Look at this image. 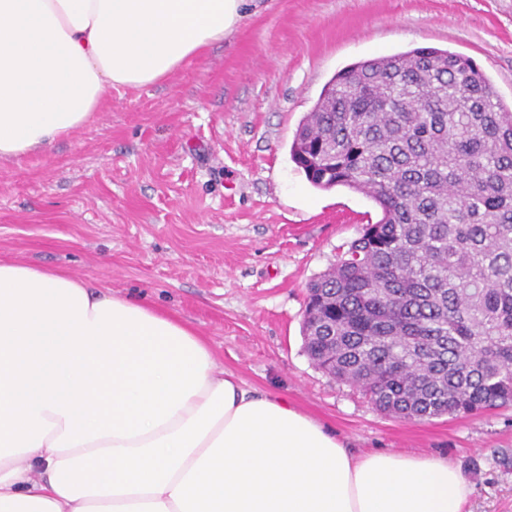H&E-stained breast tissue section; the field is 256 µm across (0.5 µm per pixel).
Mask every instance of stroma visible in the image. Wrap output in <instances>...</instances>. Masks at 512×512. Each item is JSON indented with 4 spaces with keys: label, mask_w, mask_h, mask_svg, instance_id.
<instances>
[{
    "label": "stroma",
    "mask_w": 512,
    "mask_h": 512,
    "mask_svg": "<svg viewBox=\"0 0 512 512\" xmlns=\"http://www.w3.org/2000/svg\"><path fill=\"white\" fill-rule=\"evenodd\" d=\"M420 46L471 57L512 105V0H248L223 43L159 84L107 91L83 129L0 162V259L144 297L354 454L448 459L473 488L466 512H512V407L394 418L304 349L308 283L381 211L311 185L295 132L339 70Z\"/></svg>",
    "instance_id": "35a3bbf8"
}]
</instances>
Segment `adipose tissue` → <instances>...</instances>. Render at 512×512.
<instances>
[{
    "label": "adipose tissue",
    "mask_w": 512,
    "mask_h": 512,
    "mask_svg": "<svg viewBox=\"0 0 512 512\" xmlns=\"http://www.w3.org/2000/svg\"><path fill=\"white\" fill-rule=\"evenodd\" d=\"M245 5L0 0V160L87 126L106 89L161 82ZM471 492L440 457L350 455L143 300L0 261V512H463Z\"/></svg>",
    "instance_id": "obj_1"
}]
</instances>
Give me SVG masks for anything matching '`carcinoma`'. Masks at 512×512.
Masks as SVG:
<instances>
[{"mask_svg":"<svg viewBox=\"0 0 512 512\" xmlns=\"http://www.w3.org/2000/svg\"><path fill=\"white\" fill-rule=\"evenodd\" d=\"M290 154L381 210L308 285L314 365L400 419L511 404L512 109L486 74L433 47L350 65Z\"/></svg>","mask_w":512,"mask_h":512,"instance_id":"cac0c4a2","label":"carcinoma"}]
</instances>
